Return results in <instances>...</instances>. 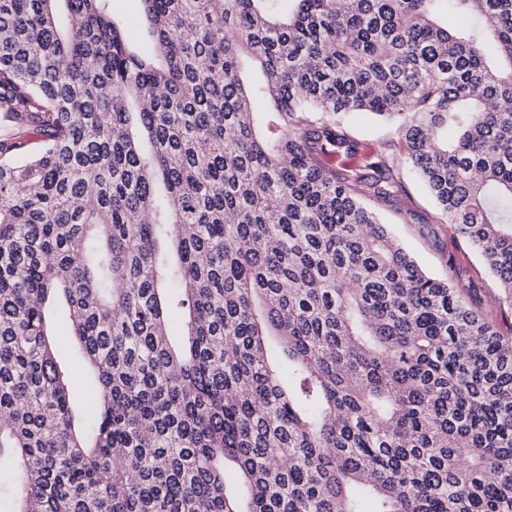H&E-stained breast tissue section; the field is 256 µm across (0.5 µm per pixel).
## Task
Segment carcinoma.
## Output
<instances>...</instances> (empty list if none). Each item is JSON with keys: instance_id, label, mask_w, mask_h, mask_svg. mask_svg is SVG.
Wrapping results in <instances>:
<instances>
[{"instance_id": "obj_1", "label": "carcinoma", "mask_w": 512, "mask_h": 512, "mask_svg": "<svg viewBox=\"0 0 512 512\" xmlns=\"http://www.w3.org/2000/svg\"><path fill=\"white\" fill-rule=\"evenodd\" d=\"M56 2L0 0L17 512H512V336L367 206L385 159L321 164L354 152L348 115L393 121L512 312V0H141L140 52L109 0H63V24ZM65 302L62 299L52 302L47 306L48 324L53 335L55 353L60 361L75 367L72 385L75 391V416L76 420L82 423L92 417V411L96 401L95 390L84 384L82 374L84 368L79 364L78 345L74 336L71 335L70 327L63 315Z\"/></svg>"}]
</instances>
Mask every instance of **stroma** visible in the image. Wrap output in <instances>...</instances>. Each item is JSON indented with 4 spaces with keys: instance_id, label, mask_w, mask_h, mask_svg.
I'll list each match as a JSON object with an SVG mask.
<instances>
[{
    "instance_id": "obj_1",
    "label": "stroma",
    "mask_w": 512,
    "mask_h": 512,
    "mask_svg": "<svg viewBox=\"0 0 512 512\" xmlns=\"http://www.w3.org/2000/svg\"><path fill=\"white\" fill-rule=\"evenodd\" d=\"M345 130L355 140L358 154L352 158H336L335 167L353 168L361 158L386 156L398 187L393 197L372 204L383 223L390 226L398 241L425 270L440 278L452 277L454 284L473 303L486 313L498 316L503 333L512 332V320L500 318V309L494 304L500 294L497 280L477 248L447 223L425 183L408 162L394 126L360 116L351 120ZM64 306L61 300L48 305V324L58 359L75 369L72 379L75 416L81 421L91 418L96 395L77 370L78 345L63 315Z\"/></svg>"
}]
</instances>
